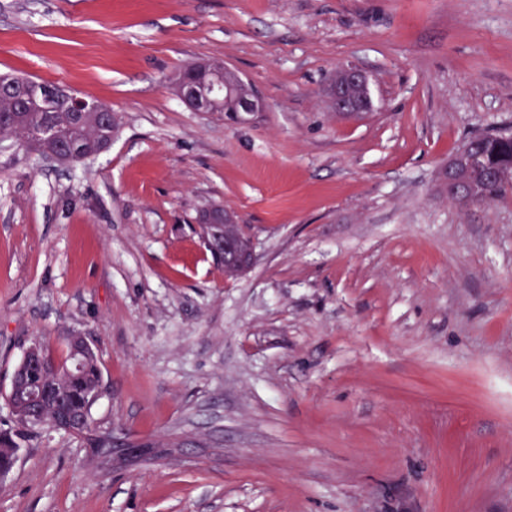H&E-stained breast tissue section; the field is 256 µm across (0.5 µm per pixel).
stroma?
I'll return each instance as SVG.
<instances>
[{"mask_svg": "<svg viewBox=\"0 0 512 512\" xmlns=\"http://www.w3.org/2000/svg\"><path fill=\"white\" fill-rule=\"evenodd\" d=\"M202 59L262 111L182 104ZM1 73L120 127L76 164L0 147V427L28 344L61 360L79 332L94 427L200 445L106 472L43 428L0 512H512V190L441 184L471 135L512 134V0H0ZM216 205L254 244L235 280L196 222ZM364 73L355 68H344L336 76V81L330 91V99L336 113L347 118L355 117L361 112L350 95V88L359 86L354 90L355 98L365 107L369 105V94Z\"/></svg>", "mask_w": 512, "mask_h": 512, "instance_id": "obj_1", "label": "stroma"}]
</instances>
